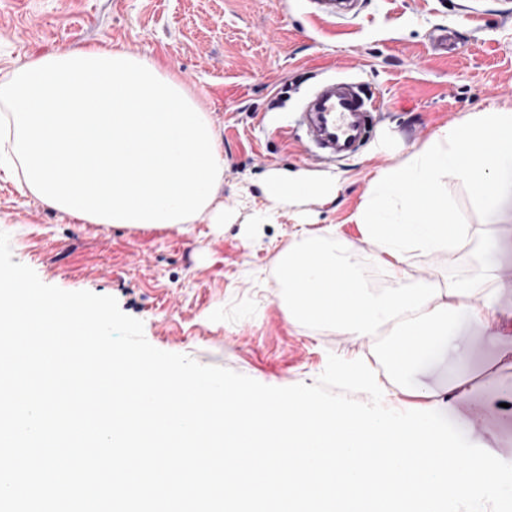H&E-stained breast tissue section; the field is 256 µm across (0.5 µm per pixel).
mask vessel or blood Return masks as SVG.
<instances>
[{"label": "vessel or blood", "mask_w": 512, "mask_h": 512, "mask_svg": "<svg viewBox=\"0 0 512 512\" xmlns=\"http://www.w3.org/2000/svg\"><path fill=\"white\" fill-rule=\"evenodd\" d=\"M381 110L378 97L367 94L361 83L339 79L322 86L301 113L306 154L321 149L327 160L341 161L366 143Z\"/></svg>", "instance_id": "b4317fda"}]
</instances>
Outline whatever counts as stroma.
Masks as SVG:
<instances>
[{"mask_svg":"<svg viewBox=\"0 0 512 512\" xmlns=\"http://www.w3.org/2000/svg\"><path fill=\"white\" fill-rule=\"evenodd\" d=\"M439 29L456 35L445 54L432 44ZM107 42L156 59L210 114L224 158L215 202L182 233L82 224L0 172V231L10 236L13 259L45 284L115 297L160 350L269 386L313 384L329 354L370 351L368 343L289 322L274 258L295 232L334 227L354 244L368 283L386 287L356 222L372 179L433 132L476 112L512 109V0H363L356 16L334 21L314 15L309 0H0V70L61 47ZM336 78L365 83L382 100V115L360 153L322 167L306 160L293 119L319 84ZM297 171L335 180V195L254 223V213L268 209L266 176ZM442 191L470 226L472 244L414 252L410 274L442 284L476 276L473 247L493 238L497 301L512 315V185L501 186L491 217L456 178H445ZM456 332L479 367L512 349V331L494 323L464 318ZM452 365L441 352L412 374L434 398L391 385L385 406L440 411L472 443L512 462V406L485 387L449 400Z\"/></svg>","mask_w":512,"mask_h":512,"instance_id":"1","label":"stroma"}]
</instances>
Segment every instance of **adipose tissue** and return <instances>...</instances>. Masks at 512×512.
Masks as SVG:
<instances>
[{
    "instance_id": "adipose-tissue-1",
    "label": "adipose tissue",
    "mask_w": 512,
    "mask_h": 512,
    "mask_svg": "<svg viewBox=\"0 0 512 512\" xmlns=\"http://www.w3.org/2000/svg\"><path fill=\"white\" fill-rule=\"evenodd\" d=\"M0 153L47 207L90 224L181 229L212 204L224 178L220 140L184 84L148 56L104 44L31 57L0 76ZM512 174V111L480 112L436 131L409 163L376 176L356 216L389 287L370 288L352 260L354 246L334 228L302 234L276 259L288 319L372 343L385 376L408 388V375L437 350L455 360L448 391L482 384L463 317L498 319L492 244L476 253L480 276L436 287L407 272L414 251L440 253L471 241L440 192L463 182L486 214ZM273 205L334 194L332 182L272 175Z\"/></svg>"
}]
</instances>
